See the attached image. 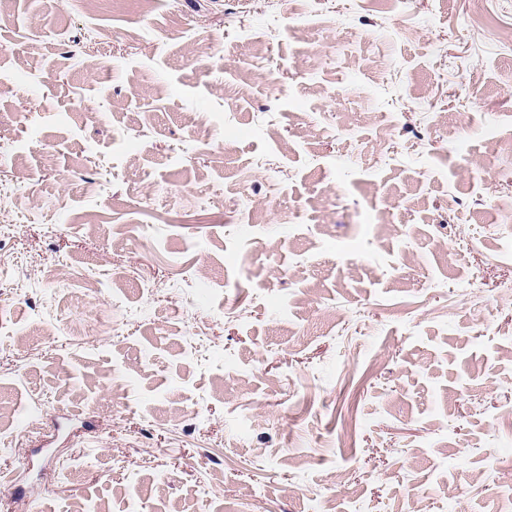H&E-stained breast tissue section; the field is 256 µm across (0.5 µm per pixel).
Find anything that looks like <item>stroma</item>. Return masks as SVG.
Wrapping results in <instances>:
<instances>
[{"mask_svg": "<svg viewBox=\"0 0 512 512\" xmlns=\"http://www.w3.org/2000/svg\"><path fill=\"white\" fill-rule=\"evenodd\" d=\"M470 0H0V512H512V46Z\"/></svg>", "mask_w": 512, "mask_h": 512, "instance_id": "1", "label": "stroma"}]
</instances>
